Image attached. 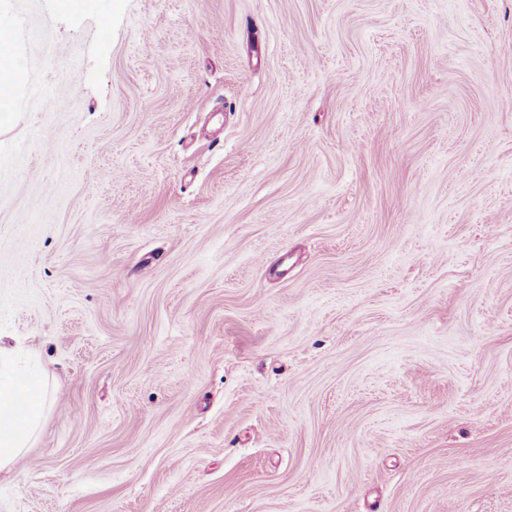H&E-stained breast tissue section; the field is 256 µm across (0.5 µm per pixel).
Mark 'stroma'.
I'll list each match as a JSON object with an SVG mask.
<instances>
[{"label": "stroma", "instance_id": "1", "mask_svg": "<svg viewBox=\"0 0 512 512\" xmlns=\"http://www.w3.org/2000/svg\"><path fill=\"white\" fill-rule=\"evenodd\" d=\"M0 17V512H512V0ZM11 48L9 54H0V112L8 115L14 102V92L23 80V75L15 63L16 39L13 25L0 20V46ZM45 402L46 385L39 374L2 376L0 371V470L23 457Z\"/></svg>", "mask_w": 512, "mask_h": 512}]
</instances>
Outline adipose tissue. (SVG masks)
<instances>
[{"label": "adipose tissue", "mask_w": 512, "mask_h": 512, "mask_svg": "<svg viewBox=\"0 0 512 512\" xmlns=\"http://www.w3.org/2000/svg\"><path fill=\"white\" fill-rule=\"evenodd\" d=\"M46 402V385L34 372L0 375V469L23 457Z\"/></svg>", "instance_id": "adipose-tissue-1"}]
</instances>
